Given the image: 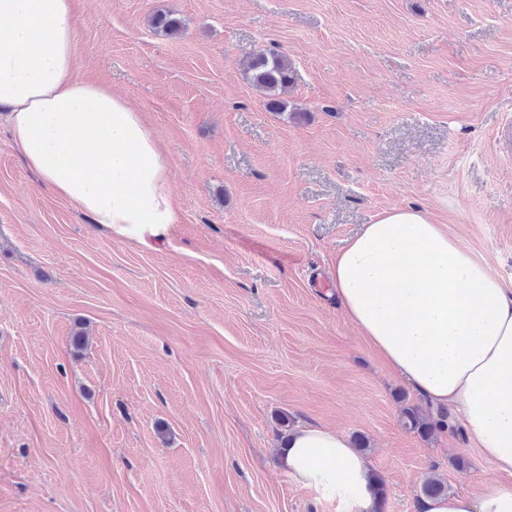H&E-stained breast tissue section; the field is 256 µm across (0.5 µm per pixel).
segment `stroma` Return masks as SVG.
<instances>
[{
    "instance_id": "35a3bbf8",
    "label": "stroma",
    "mask_w": 512,
    "mask_h": 512,
    "mask_svg": "<svg viewBox=\"0 0 512 512\" xmlns=\"http://www.w3.org/2000/svg\"><path fill=\"white\" fill-rule=\"evenodd\" d=\"M73 24L78 77L141 112L180 218L151 249L95 228L0 114V512H336L279 469L286 420L365 436L385 512L498 480L401 426L420 397L329 282L412 206L512 289V0H73ZM261 49L293 63L287 111L242 73Z\"/></svg>"
}]
</instances>
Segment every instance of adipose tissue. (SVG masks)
Returning <instances> with one entry per match:
<instances>
[{
    "label": "adipose tissue",
    "mask_w": 512,
    "mask_h": 512,
    "mask_svg": "<svg viewBox=\"0 0 512 512\" xmlns=\"http://www.w3.org/2000/svg\"><path fill=\"white\" fill-rule=\"evenodd\" d=\"M75 42L71 0H0V106L12 142L93 225L148 244L178 221L166 160L140 112L76 77ZM332 269L348 319L502 475L427 500L424 512H512V290L413 207L377 215ZM278 464L336 512H377L369 462L344 433L297 427Z\"/></svg>",
    "instance_id": "ef3b65f1"
}]
</instances>
